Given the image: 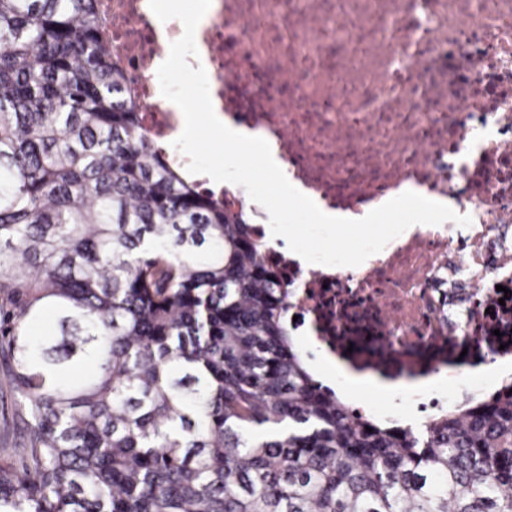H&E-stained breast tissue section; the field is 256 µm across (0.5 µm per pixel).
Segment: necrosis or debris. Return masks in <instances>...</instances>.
<instances>
[{
	"label": "necrosis or debris",
	"instance_id": "necrosis-or-debris-1",
	"mask_svg": "<svg viewBox=\"0 0 512 512\" xmlns=\"http://www.w3.org/2000/svg\"><path fill=\"white\" fill-rule=\"evenodd\" d=\"M101 2L144 127L185 169L157 77L182 22L153 20L148 0ZM200 41L221 112L269 134L285 174L327 207L358 212L411 184L472 219L416 225L355 268L266 249L314 355L401 380L391 403L424 427L498 393L466 370L512 356V0H212ZM444 369L450 389L411 387Z\"/></svg>",
	"mask_w": 512,
	"mask_h": 512
}]
</instances>
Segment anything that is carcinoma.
<instances>
[{
    "mask_svg": "<svg viewBox=\"0 0 512 512\" xmlns=\"http://www.w3.org/2000/svg\"><path fill=\"white\" fill-rule=\"evenodd\" d=\"M288 295L152 144L99 0H0V512H512V390L355 420Z\"/></svg>",
    "mask_w": 512,
    "mask_h": 512,
    "instance_id": "carcinoma-1",
    "label": "carcinoma"
}]
</instances>
